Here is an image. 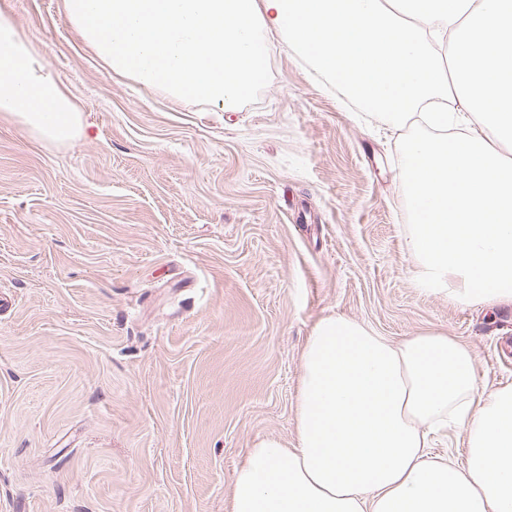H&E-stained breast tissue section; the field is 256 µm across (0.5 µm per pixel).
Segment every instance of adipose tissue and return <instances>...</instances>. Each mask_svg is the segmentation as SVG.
<instances>
[{
  "instance_id": "adipose-tissue-1",
  "label": "adipose tissue",
  "mask_w": 512,
  "mask_h": 512,
  "mask_svg": "<svg viewBox=\"0 0 512 512\" xmlns=\"http://www.w3.org/2000/svg\"><path fill=\"white\" fill-rule=\"evenodd\" d=\"M113 74L221 112L262 83L271 42L355 90L402 147L405 247L417 285L449 302L512 305V0H63ZM0 112L39 138L88 135L42 49L0 10ZM463 433L466 459L429 455ZM231 512H512V385L479 387L447 335L391 342L331 314L303 350L297 444L260 439Z\"/></svg>"
}]
</instances>
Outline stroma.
Instances as JSON below:
<instances>
[{"instance_id": "1", "label": "stroma", "mask_w": 512, "mask_h": 512, "mask_svg": "<svg viewBox=\"0 0 512 512\" xmlns=\"http://www.w3.org/2000/svg\"><path fill=\"white\" fill-rule=\"evenodd\" d=\"M1 8L94 126L58 146L0 112V512H229L248 449L295 445L329 314L512 384V307L415 284L402 132L281 48L215 112L107 71L62 0Z\"/></svg>"}]
</instances>
